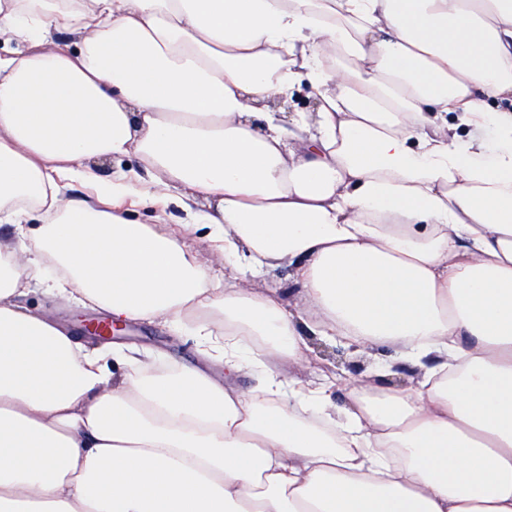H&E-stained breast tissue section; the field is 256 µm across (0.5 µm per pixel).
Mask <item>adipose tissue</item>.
Returning a JSON list of instances; mask_svg holds the SVG:
<instances>
[{
    "label": "adipose tissue",
    "instance_id": "obj_1",
    "mask_svg": "<svg viewBox=\"0 0 512 512\" xmlns=\"http://www.w3.org/2000/svg\"><path fill=\"white\" fill-rule=\"evenodd\" d=\"M0 37V512H512V0H0ZM302 80L316 114L257 111ZM131 153L148 187L87 165ZM35 285L226 383L113 373ZM310 335L420 373L336 403L277 370ZM126 207L130 209V218L142 224H167L172 229L177 228V224L184 223L185 212L175 205H169L163 211L131 207L128 202ZM288 269L271 270L266 276L256 281L255 287L258 288H280L281 292L288 303V296L291 299L293 285L288 279ZM289 291V295H288ZM123 336L112 335L113 349L136 347L143 358L148 359L154 369L162 370L174 365L187 364L201 366L204 364L197 353L191 336L177 333L160 324L132 321Z\"/></svg>",
    "mask_w": 512,
    "mask_h": 512
}]
</instances>
